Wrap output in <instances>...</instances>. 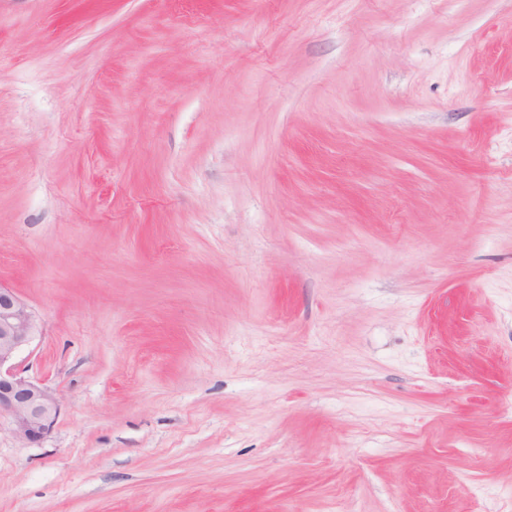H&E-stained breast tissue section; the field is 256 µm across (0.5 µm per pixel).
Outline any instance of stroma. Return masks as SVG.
I'll return each instance as SVG.
<instances>
[{
  "instance_id": "1",
  "label": "stroma",
  "mask_w": 512,
  "mask_h": 512,
  "mask_svg": "<svg viewBox=\"0 0 512 512\" xmlns=\"http://www.w3.org/2000/svg\"><path fill=\"white\" fill-rule=\"evenodd\" d=\"M0 284V512H512V0H0ZM38 336L41 326L32 308L0 285V418L9 419L14 436L24 444L41 442L60 414L56 392L26 377L15 363Z\"/></svg>"
}]
</instances>
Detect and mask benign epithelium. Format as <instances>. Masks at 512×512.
I'll use <instances>...</instances> for the list:
<instances>
[{
    "mask_svg": "<svg viewBox=\"0 0 512 512\" xmlns=\"http://www.w3.org/2000/svg\"><path fill=\"white\" fill-rule=\"evenodd\" d=\"M41 335L39 320L13 289L0 286V417L24 444L41 442L60 414L56 392L23 374L17 355Z\"/></svg>",
    "mask_w": 512,
    "mask_h": 512,
    "instance_id": "obj_1",
    "label": "benign epithelium"
}]
</instances>
